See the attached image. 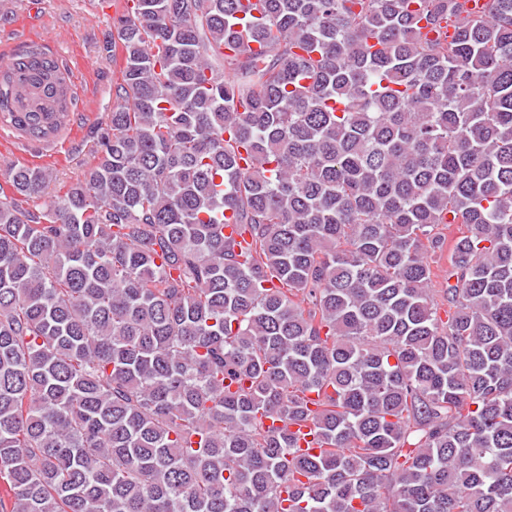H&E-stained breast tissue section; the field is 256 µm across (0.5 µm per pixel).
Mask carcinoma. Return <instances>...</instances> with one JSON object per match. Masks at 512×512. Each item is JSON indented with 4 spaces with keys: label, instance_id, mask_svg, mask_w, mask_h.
Segmentation results:
<instances>
[{
    "label": "carcinoma",
    "instance_id": "carcinoma-1",
    "mask_svg": "<svg viewBox=\"0 0 512 512\" xmlns=\"http://www.w3.org/2000/svg\"><path fill=\"white\" fill-rule=\"evenodd\" d=\"M125 2L95 164L0 174V508L512 512V0Z\"/></svg>",
    "mask_w": 512,
    "mask_h": 512
}]
</instances>
